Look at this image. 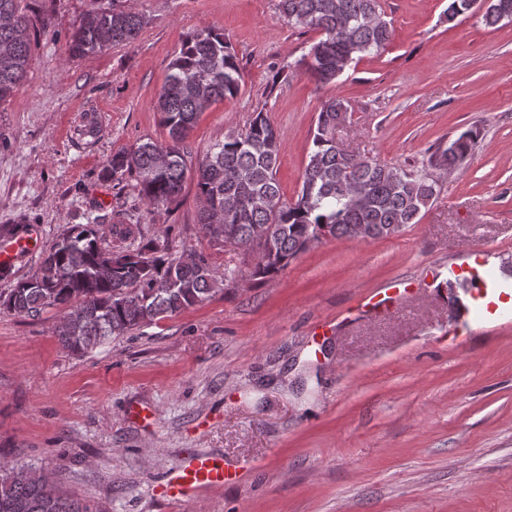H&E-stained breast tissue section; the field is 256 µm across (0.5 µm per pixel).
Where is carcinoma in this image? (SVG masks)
I'll return each mask as SVG.
<instances>
[{
    "instance_id": "cac0c4a2",
    "label": "carcinoma",
    "mask_w": 512,
    "mask_h": 512,
    "mask_svg": "<svg viewBox=\"0 0 512 512\" xmlns=\"http://www.w3.org/2000/svg\"><path fill=\"white\" fill-rule=\"evenodd\" d=\"M21 0H0V101L12 96L31 59L29 24ZM485 24L512 21V0H481ZM289 24L321 32L305 71L330 84L355 60L384 49L391 38L380 0H278ZM139 15L119 0L100 4L82 19L68 41L73 56L94 55L128 44L142 30ZM241 89L240 65L224 34L189 35L169 64L155 106L169 142H140L112 155L106 174L136 180L148 205L174 203L188 172L186 141L198 114ZM347 107L323 104L311 139L297 199L283 198L277 182L279 134L259 111L242 129L228 131L197 163L199 223L204 237L222 246L230 238L257 254L253 264L224 267V281L270 280L324 238L377 239L421 220L439 193L440 174L459 166L480 136L471 128L429 149L422 166L381 164L352 153L336 140V119ZM114 247L103 246L96 224H70L40 258L35 272L0 293V313L36 317L49 307L64 311L54 328L62 347L81 354L112 339L158 323L195 306L215 292L207 257L193 254L181 266L168 241L122 220L111 225ZM24 470L0 462V512H89L79 500L23 477Z\"/></svg>"
}]
</instances>
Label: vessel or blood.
Here are the masks:
<instances>
[{
	"label": "vessel or blood",
	"instance_id": "vessel-or-blood-1",
	"mask_svg": "<svg viewBox=\"0 0 512 512\" xmlns=\"http://www.w3.org/2000/svg\"><path fill=\"white\" fill-rule=\"evenodd\" d=\"M466 278L473 281L474 287L457 311L459 319L492 323L512 317V291L491 287L493 275L485 260L476 259L474 266L467 269ZM233 478V472L221 460L193 452L183 465L163 476L159 485L163 499L182 502L222 489Z\"/></svg>",
	"mask_w": 512,
	"mask_h": 512
}]
</instances>
